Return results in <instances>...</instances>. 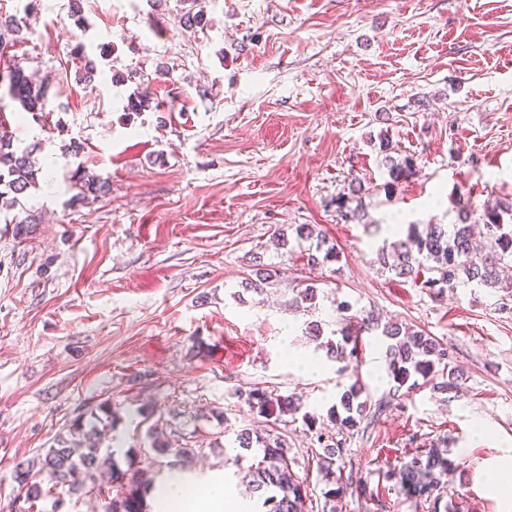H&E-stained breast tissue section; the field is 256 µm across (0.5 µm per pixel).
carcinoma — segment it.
Returning a JSON list of instances; mask_svg holds the SVG:
<instances>
[{"mask_svg": "<svg viewBox=\"0 0 512 512\" xmlns=\"http://www.w3.org/2000/svg\"><path fill=\"white\" fill-rule=\"evenodd\" d=\"M40 0H24L22 8L13 14L0 13V49L14 45L24 38L29 29L30 18L37 13ZM182 26L193 29L209 24L207 14L199 10L187 11L180 15ZM77 58L84 62L83 81L91 83L97 74L95 62L88 58L83 42L74 47ZM9 97L17 103L20 111L38 122L50 103V87L26 75L19 62L10 60L0 66V100ZM152 109V98L146 90L136 89L128 96L124 111L140 114ZM34 147L14 145L12 136L0 130V211L11 210L21 204L29 191L39 185L40 171L32 160ZM396 149L388 137L379 139V153L383 156L389 180L382 188L386 194L394 193L403 181L417 172V158L412 155L393 156ZM79 177L75 182L78 189L76 198L85 202L95 200L109 191L108 180L98 175L76 169ZM352 197L342 193L336 197V212L345 221L361 219V206L351 207ZM458 222L455 224H427L425 230L410 224L405 233L383 244L376 250V263L380 270L397 278L414 282L432 294L445 290L454 291L460 286L474 288L509 289L512 283L500 277L501 269L512 265V203L486 201L481 209L458 199L456 202ZM307 265H324L339 260L334 248L323 249L318 243L303 249ZM256 281L250 283L255 291L273 283L279 271L259 268ZM318 288L306 285L293 298L295 307L305 311L316 304ZM352 305L341 301L337 311L341 316L339 334L341 341L327 342V350L340 359L350 358L356 353L357 341L365 330L381 329L385 345L387 371L395 382L392 396H399L401 390L410 393L428 386L439 394L459 396L463 374L451 365L448 348L436 338L415 331L397 322L379 325L371 315H352ZM364 388L351 384L339 398V404L332 407L329 418L340 429L352 430L368 417H377L387 408V402L374 404V412L368 413L367 402L360 400ZM245 402L261 415L296 414L302 406V398L278 397L262 389L247 393ZM114 422L112 401L101 400L92 405L89 417L74 420L68 437H60L37 456L17 463L15 482L17 494L14 500L33 504L51 493V489H62L67 494L97 492L112 493V508L107 512H145V493L151 485L138 481V458L142 449L128 448L123 452L127 469H122L116 458V450L103 446L100 427ZM151 451L161 457L174 455L180 469L190 468L198 454L196 448H172L166 439L164 426L154 422L148 427ZM238 451L234 463L249 461L245 470L247 487L257 498L256 512H305L306 488L304 481L291 469L290 448L282 435L259 434L249 428L239 430L235 437ZM324 445V455L319 458L320 470L325 476L335 477L333 466L336 455L341 453L344 442L326 441L318 436ZM452 462L446 453L430 448L405 463L392 476L398 479L400 490L408 495L431 498L438 487L436 473H447ZM46 475L50 488L43 489L36 480Z\"/></svg>", "mask_w": 512, "mask_h": 512, "instance_id": "obj_1", "label": "carcinoma"}]
</instances>
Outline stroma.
Instances as JSON below:
<instances>
[{
  "label": "stroma",
  "mask_w": 512,
  "mask_h": 512,
  "mask_svg": "<svg viewBox=\"0 0 512 512\" xmlns=\"http://www.w3.org/2000/svg\"><path fill=\"white\" fill-rule=\"evenodd\" d=\"M196 6L209 24L188 30L181 0L154 12L146 0H85L80 30L67 0H41L13 47L26 73L48 77L51 105L40 125L0 101L17 144H40L42 170L39 188L0 213V512L17 493L16 463L106 398L107 437L142 449L155 484L171 468L149 451L142 404L166 420L173 446L201 449L192 475L203 490L221 480L247 496L221 451L248 427L285 436L308 512H512V490L493 481L512 474V289L434 297L374 261L393 216L452 224L458 198L512 201V0ZM78 41L97 65L90 87L71 54ZM131 71L156 110L124 115L133 86L112 76ZM383 135L419 165L390 195L374 147ZM80 165L110 193L74 201ZM355 177L366 216L347 223L336 197ZM296 224L314 225L340 261L312 268L275 250L274 230ZM259 259L281 271L261 294L245 287ZM310 283L316 306L296 313L291 299ZM342 300L440 339L461 396L423 387L390 398L374 333L347 363L330 357ZM356 381L390 406L348 436L340 477L353 486L332 499L316 435H336L327 410ZM256 387L302 395L315 426L251 411L243 394ZM431 448L455 468L437 501L408 497L387 475Z\"/></svg>",
  "instance_id": "stroma-1"
}]
</instances>
